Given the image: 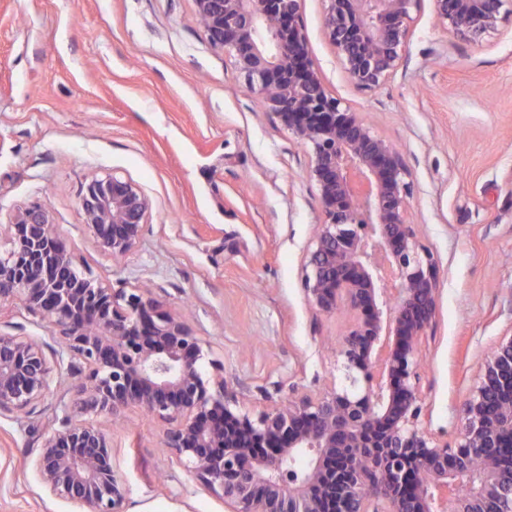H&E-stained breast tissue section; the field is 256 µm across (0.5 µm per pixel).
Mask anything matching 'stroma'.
<instances>
[{"label": "stroma", "instance_id": "1", "mask_svg": "<svg viewBox=\"0 0 512 512\" xmlns=\"http://www.w3.org/2000/svg\"><path fill=\"white\" fill-rule=\"evenodd\" d=\"M304 0L311 57L330 93L400 151L408 218L435 262V324L420 345L425 424L456 437L485 354L512 334V26L482 42L441 25L422 0L405 60L380 88L349 80ZM309 150L212 49L194 0H0V225L43 201L82 271L119 290L146 284L259 413L340 381L344 315L312 310L304 263L323 218ZM116 175L150 198L124 258L101 251L80 205ZM0 334L39 341L47 389L30 413L0 415V512H82L44 486L34 460L58 428L80 363L20 302ZM112 441L127 512H228L165 446L166 423L137 408Z\"/></svg>", "mask_w": 512, "mask_h": 512}]
</instances>
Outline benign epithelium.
<instances>
[{
    "mask_svg": "<svg viewBox=\"0 0 512 512\" xmlns=\"http://www.w3.org/2000/svg\"><path fill=\"white\" fill-rule=\"evenodd\" d=\"M209 43L250 92L310 147L320 191L304 272L309 305L345 312L344 380L258 415L244 393L203 378L200 340L144 288L114 291L79 272L49 209H18L0 250V302L17 298L82 364L59 428L35 470L84 512H126L110 441L88 414L139 408L168 423L165 445L230 512H512V337L485 355L453 443L423 426L419 344L432 327L436 265L406 219V169L394 145L328 93L311 58L303 0H194ZM324 34L357 88L384 85L405 58L421 0H324ZM438 20L480 42L512 0H433ZM102 251L127 255L150 199L133 182L94 178L81 197ZM49 367L38 341L0 334V414L30 412ZM300 456L308 458L296 467Z\"/></svg>",
    "mask_w": 512,
    "mask_h": 512,
    "instance_id": "7a95c632",
    "label": "benign epithelium"
}]
</instances>
